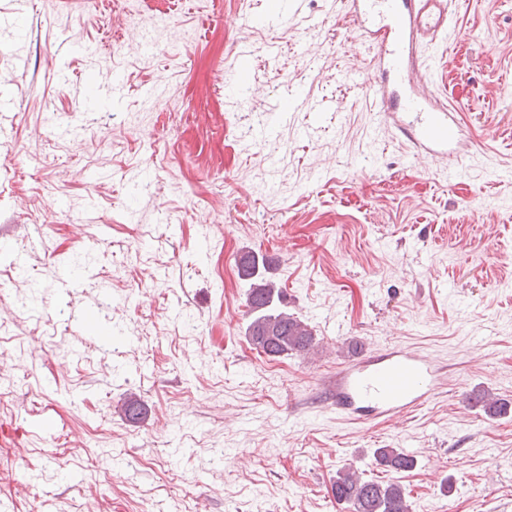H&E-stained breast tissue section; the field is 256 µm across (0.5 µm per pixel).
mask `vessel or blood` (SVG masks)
Returning a JSON list of instances; mask_svg holds the SVG:
<instances>
[{"label": "vessel or blood", "instance_id": "obj_1", "mask_svg": "<svg viewBox=\"0 0 512 512\" xmlns=\"http://www.w3.org/2000/svg\"><path fill=\"white\" fill-rule=\"evenodd\" d=\"M449 0H348L346 13L356 38L374 48L366 94L373 124L400 132L425 158L447 157L449 175L470 143L447 103L421 95L418 82L437 72L430 51L450 25ZM289 0H270L268 11L251 17L258 29L277 26ZM320 106L297 88L286 87L279 114L316 112ZM446 387V370L436 359L410 347H392L349 361L328 385L329 407L361 423L390 420L421 409Z\"/></svg>", "mask_w": 512, "mask_h": 512}]
</instances>
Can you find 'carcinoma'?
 I'll return each instance as SVG.
<instances>
[{
  "instance_id": "1",
  "label": "carcinoma",
  "mask_w": 512,
  "mask_h": 512,
  "mask_svg": "<svg viewBox=\"0 0 512 512\" xmlns=\"http://www.w3.org/2000/svg\"><path fill=\"white\" fill-rule=\"evenodd\" d=\"M240 267L245 276L254 279L247 296L250 318L245 331L253 348L268 357L310 349L315 341L313 329L286 309L283 288L265 276L266 258L248 253L240 258ZM473 401L474 406L481 408L491 419L512 409L511 402L488 390L475 394ZM123 412L132 422L141 419L143 406L140 399L134 394L128 395L123 402ZM375 457L377 465L387 471H405L414 465V459L397 448H378ZM331 493L347 512H412L405 488L400 483L364 480L352 464L337 470Z\"/></svg>"
}]
</instances>
